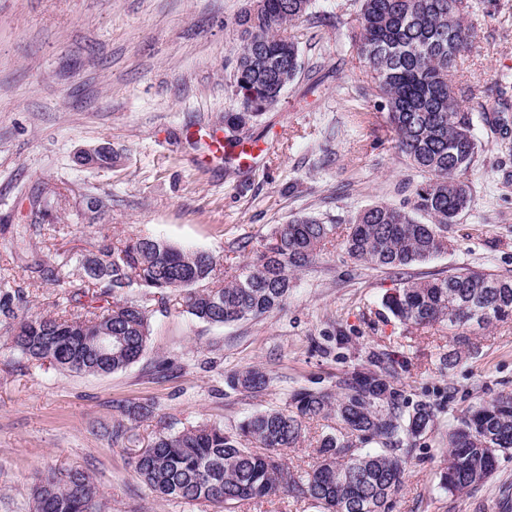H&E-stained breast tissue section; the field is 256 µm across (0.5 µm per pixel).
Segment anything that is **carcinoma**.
<instances>
[{
	"instance_id": "1",
	"label": "carcinoma",
	"mask_w": 512,
	"mask_h": 512,
	"mask_svg": "<svg viewBox=\"0 0 512 512\" xmlns=\"http://www.w3.org/2000/svg\"><path fill=\"white\" fill-rule=\"evenodd\" d=\"M315 0H250L235 20L236 63L230 87L237 106L224 113L226 141L249 129L275 107L302 73L300 38L288 29L313 20ZM359 61L370 72L395 148L424 177L410 206L385 203L360 210L346 231L314 215L272 228L250 262L222 278L213 256L186 251L149 236L105 245L84 271L112 296V306L71 318L28 315L20 289H0V317L12 321V341L30 359L85 374H109L136 362L150 334L145 306L129 297L175 293L194 318L226 324L280 308L294 274L328 247L340 246L353 261L402 270L448 251V226L468 208L465 176L480 154L471 114L459 109L451 72L474 37L464 0H354ZM501 109L480 115L499 137L512 133L506 88ZM399 323L450 330L487 327L512 317V276L465 270L428 280L402 279L382 299ZM375 369L352 370L336 392L299 389L288 405L246 417L234 435L215 424L161 433L135 456L141 481L162 498L221 504L293 493L319 512H388L404 486L408 458L431 430L440 404L408 405L390 356L373 355ZM234 384L258 392L265 372L234 375ZM331 419L336 429L319 440V463L301 475L281 454L302 441L306 423ZM265 449L259 454L247 444ZM512 454V395L481 400L448 429V469L441 488H476L494 474L499 457ZM34 512H105L97 486L79 470L51 473L32 490Z\"/></svg>"
}]
</instances>
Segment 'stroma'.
<instances>
[{"label":"stroma","mask_w":512,"mask_h":512,"mask_svg":"<svg viewBox=\"0 0 512 512\" xmlns=\"http://www.w3.org/2000/svg\"><path fill=\"white\" fill-rule=\"evenodd\" d=\"M476 36L452 85L462 110L498 106L512 79V0H467ZM248 0H0V283L23 289L30 315L76 312L69 297L82 263L104 245L148 235L205 251L226 271L253 258L270 230L299 214L347 224L377 203L403 204L422 179L394 148L371 75L351 36L352 0H316L296 27L304 69L280 103L242 134L262 143L249 162L210 153L235 101L229 74L235 17ZM475 132L483 151L466 175L471 204L448 231L447 253L404 273L329 248L298 271L284 305L266 316L214 325L175 296L148 301L143 355L103 375L61 370L21 355L0 319V512H30L37 474L77 469L106 512H224L166 500L132 460L156 434L203 423L235 434L246 416L285 407L294 390L333 388L341 373L394 354L406 396L443 411L420 438L389 512H512V456L463 492L439 486L448 423L477 400L512 393V319L449 333L395 322L382 305L400 278L480 270L512 276V140ZM110 142L111 168L86 169L76 152ZM66 190L48 221L34 197ZM102 213L87 212L86 196ZM456 351L449 371L439 358ZM265 372L251 393L235 373ZM153 407L131 420L123 409ZM124 424L121 438L112 428Z\"/></svg>","instance_id":"obj_1"}]
</instances>
